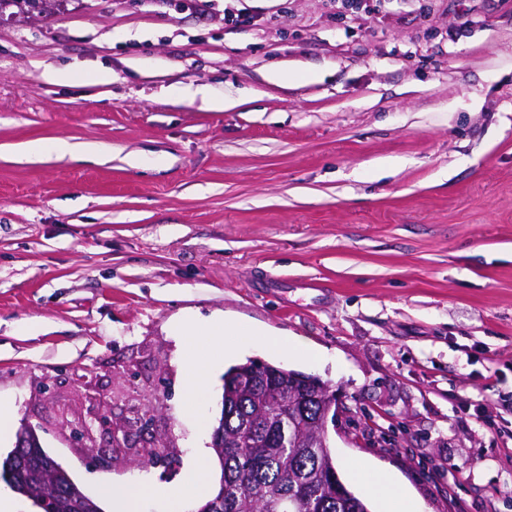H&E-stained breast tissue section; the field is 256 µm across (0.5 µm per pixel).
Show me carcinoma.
Instances as JSON below:
<instances>
[{"mask_svg":"<svg viewBox=\"0 0 512 512\" xmlns=\"http://www.w3.org/2000/svg\"><path fill=\"white\" fill-rule=\"evenodd\" d=\"M294 374L251 360L224 373L221 416L212 431L223 479L199 512H369L340 480L328 441L317 434L323 394ZM47 460L32 435L29 445L7 454L0 473L14 474L10 487L25 498L54 489L59 512H102L60 466L48 468Z\"/></svg>","mask_w":512,"mask_h":512,"instance_id":"carcinoma-1","label":"carcinoma"}]
</instances>
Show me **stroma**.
<instances>
[{"mask_svg":"<svg viewBox=\"0 0 512 512\" xmlns=\"http://www.w3.org/2000/svg\"><path fill=\"white\" fill-rule=\"evenodd\" d=\"M185 315L311 354L244 336L212 367L204 340L175 335ZM187 357L209 367L194 400ZM249 359L337 389L327 432L353 492L362 460L411 512H512V0L0 17V454L29 426L85 494L175 487ZM92 393L149 414L172 465L117 451L106 470L69 444Z\"/></svg>","mask_w":512,"mask_h":512,"instance_id":"stroma-1","label":"stroma"}]
</instances>
